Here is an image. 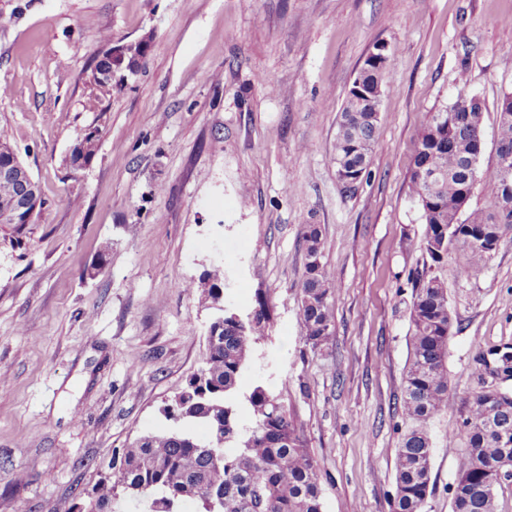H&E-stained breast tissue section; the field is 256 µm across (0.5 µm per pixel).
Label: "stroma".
<instances>
[{
  "label": "stroma",
  "mask_w": 512,
  "mask_h": 512,
  "mask_svg": "<svg viewBox=\"0 0 512 512\" xmlns=\"http://www.w3.org/2000/svg\"><path fill=\"white\" fill-rule=\"evenodd\" d=\"M150 36L139 75L104 88L107 43ZM110 40V41H111ZM390 54L378 136L346 190L330 161L340 111L376 44ZM0 137L44 205L0 226V512H90L134 438L206 353L214 312L185 284L224 266V302L271 322L235 394L287 411L319 468L322 512H391L405 425L394 410L412 283L436 275L409 183L432 112L483 105L479 176L512 93V0H0ZM89 164L72 170L82 135ZM321 227L334 334L298 321L302 227ZM448 412L429 425L423 512H450L471 392L512 352V238L448 277Z\"/></svg>",
  "instance_id": "stroma-1"
}]
</instances>
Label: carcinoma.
Returning <instances> with one entry per match:
<instances>
[{
  "instance_id": "1",
  "label": "carcinoma",
  "mask_w": 512,
  "mask_h": 512,
  "mask_svg": "<svg viewBox=\"0 0 512 512\" xmlns=\"http://www.w3.org/2000/svg\"><path fill=\"white\" fill-rule=\"evenodd\" d=\"M148 40L123 44L128 60H145ZM390 69L358 71L362 85L376 104L383 102ZM482 107L455 113L448 109L430 116L418 139L410 171L412 193L425 224L421 244L431 262L454 276L480 274L492 258L488 245L512 236V178L493 171L484 190L496 200L495 213L511 210L494 223V213L472 211L462 216V187L477 170L483 142ZM379 123L367 104L345 98L331 161L353 171L355 188L367 170ZM437 172L430 185L419 181L425 165ZM19 188L0 183V216L13 210ZM306 275L301 286L299 320L305 341L319 347L332 336L330 299L333 279L323 262L318 225H303ZM189 291L217 311L206 338L201 368L160 412L172 422L166 431L148 432L123 449L120 466L101 485L92 512H112L117 493L143 498L147 512H181L184 501L197 503L195 512H322L318 467L306 442L297 434L287 412L264 386L246 396L252 414L242 421L231 399L254 345L264 334L270 315L261 303L247 320L224 308V267L215 264ZM411 356L404 374L399 406L408 429L395 459L393 512H422L431 481V441L427 425L448 412V372L445 367L453 317L444 281L420 277L413 285ZM185 421L206 428L202 436L181 429ZM460 433L466 448L457 467L451 512H498L500 485L496 465L512 462V396L470 395Z\"/></svg>"
}]
</instances>
